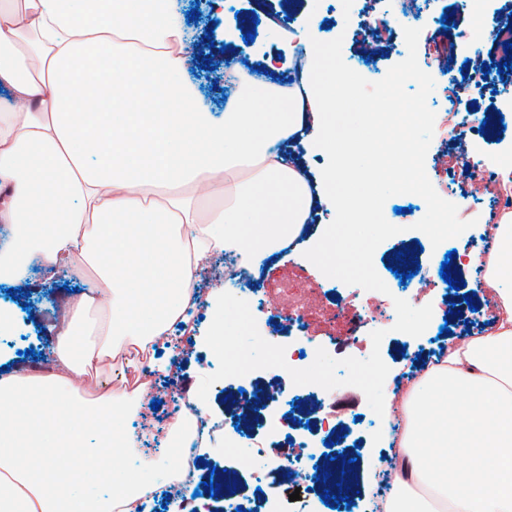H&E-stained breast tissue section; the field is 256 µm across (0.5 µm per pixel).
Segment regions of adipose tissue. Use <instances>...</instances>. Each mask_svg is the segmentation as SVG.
Returning a JSON list of instances; mask_svg holds the SVG:
<instances>
[{"label": "adipose tissue", "instance_id": "1", "mask_svg": "<svg viewBox=\"0 0 512 512\" xmlns=\"http://www.w3.org/2000/svg\"><path fill=\"white\" fill-rule=\"evenodd\" d=\"M189 56L173 0H0V283L33 263L48 278L66 265L98 277L68 304L49 372L0 375V512H118L157 490L151 465L126 466V396L84 401L88 371L187 321L196 273L225 245L280 251L318 202L345 224L374 219L367 173L344 161L359 135L326 109L331 61L313 59L286 88L232 65L238 90L216 116ZM297 133L336 159L319 190L277 148ZM494 237L488 259L470 262L498 297L495 327L449 343L401 392L402 464L384 512H512V212ZM93 309L106 315L97 342Z\"/></svg>", "mask_w": 512, "mask_h": 512}]
</instances>
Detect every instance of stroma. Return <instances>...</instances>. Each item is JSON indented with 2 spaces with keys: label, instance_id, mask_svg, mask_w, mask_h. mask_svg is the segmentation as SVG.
<instances>
[{
  "label": "stroma",
  "instance_id": "1",
  "mask_svg": "<svg viewBox=\"0 0 512 512\" xmlns=\"http://www.w3.org/2000/svg\"><path fill=\"white\" fill-rule=\"evenodd\" d=\"M407 0H220L217 11L209 12V19H216L218 11H229L243 24L238 31L214 39L215 48L226 49L235 55L246 72L274 67L271 77L274 84L285 86L297 77L305 64L303 51H290L289 34L298 33L305 27L317 28L327 39L342 38L344 61L361 62V74L368 80L382 79L395 64L403 61L407 54L404 39L385 34L371 40L366 30L377 19L383 18L395 28L406 25ZM482 12L495 21L512 14V0H480L477 7L463 6L460 0H435L430 10L423 12L418 26L421 30L418 41V61L430 75H437L438 66L432 56L436 36L445 35L453 44V53L447 59L450 71L461 82L471 84L472 89L463 102V111L471 112L486 123L484 131L459 132L456 125L446 131H435L428 149L425 167L427 175L437 193L458 207L460 219L471 221V228L459 237L449 239L439 246H432L423 232L414 225L426 211L425 201L416 195H398L388 199L384 205V216L393 225L399 226L398 234L390 237L376 249L373 264L389 290H397L401 283L393 269L397 267V253L419 262L415 275L414 293L409 302L413 306L432 305L436 312L435 331L413 337L393 331L390 322L378 321L373 327L362 328L360 334L364 347H371L370 333L384 331L381 357L389 368L384 382L385 394L397 392L403 379L413 377L418 365L429 364L440 357L448 340H461L465 335L485 334L495 324V300L489 290L475 287V272L469 257L478 253L492 236L485 214L495 203L485 179L477 177L474 164H482L489 176L501 180H512V169L500 166L504 155H512V99L503 98L489 87H474V73L469 68L470 60L477 55L505 59L503 49L490 42H476L469 32L473 27L475 12ZM287 16V32L271 36L270 19ZM446 16V25L434 22L435 16ZM254 35V42H244V35ZM488 176V177H489ZM335 217L334 209L323 206L314 209L291 259L282 254L266 258L260 267V275L248 282L242 292L243 300L251 303L261 335L274 337L284 342L288 339L283 318L277 307H256L257 296L265 291L279 288L277 273L280 268L289 271L288 285L292 288H314L325 280L324 275L309 262L304 253L311 241L320 238ZM449 261L454 280L451 288H443L440 276L442 261ZM210 272H198L195 289L201 299L195 316L190 319L191 329L183 337L186 350L180 357H172L170 351L162 356L168 361L166 370L158 372V389L155 393L161 406L152 412L154 425L164 426L173 422L172 395L182 384L198 386L203 376L209 375L211 354L196 346L194 333L206 327L205 314L213 288L209 285ZM385 293L367 291L358 286L338 284L319 294L317 301L305 307L306 319L311 335L329 340L328 354L336 359L346 358V351L332 344L335 328L325 315L326 308L343 301L354 303H378L385 301ZM0 303L12 304L16 312L13 329L0 336V363L11 368L37 369L45 365L52 353L53 329L46 319L30 317L23 302L11 300L7 292L0 289ZM26 349V357H19L18 349ZM327 410L335 423L340 438L352 448L356 460L357 480L352 495L362 504H370L376 498L377 473L368 465L373 458H384L393 441L390 428L391 415L377 416L369 407L361 390L353 386H341L330 390L326 399ZM201 480L199 501L204 512H221L223 504L213 496L208 484L214 478L230 473L247 485V495L258 493L269 498H280L295 491L293 480L284 473H272L259 484L249 482L237 454L221 449H211L204 454L197 466Z\"/></svg>",
  "mask_w": 512,
  "mask_h": 512
}]
</instances>
